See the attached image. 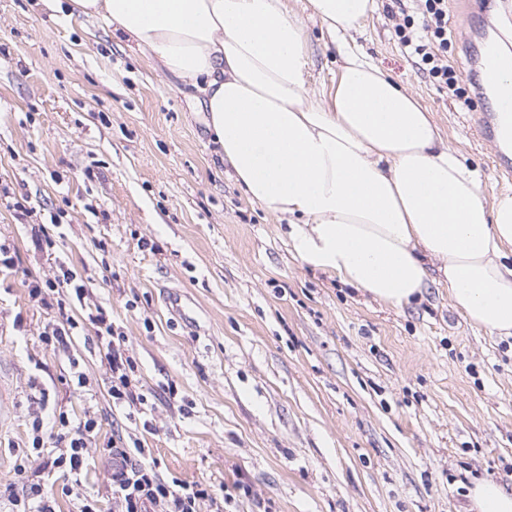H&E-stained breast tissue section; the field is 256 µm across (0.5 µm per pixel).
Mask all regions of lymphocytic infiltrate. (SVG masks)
<instances>
[{"label":"lymphocytic infiltrate","instance_id":"obj_1","mask_svg":"<svg viewBox=\"0 0 512 512\" xmlns=\"http://www.w3.org/2000/svg\"><path fill=\"white\" fill-rule=\"evenodd\" d=\"M394 32L399 43L418 57L421 71L431 82L457 97H465L466 91L459 87L456 71L448 59L454 49L448 27V0H422L421 19L404 16L396 23ZM28 290L30 298L39 303H47L51 298L56 301L59 322L52 332L43 335L46 346L67 347L85 324L96 326L111 371L113 404L133 409L146 404L147 398L136 380V362L124 349V337L114 333L107 312L99 308L83 318L68 314L67 299L80 302L85 299L84 281L63 266L54 278L29 282ZM56 427L53 439L63 451L53 464L68 468L70 473H79L84 452L95 436L97 422L89 415L75 424L62 412L56 418ZM144 454L140 444H127L120 437L113 439L110 476L113 512H202L203 506H216L217 498L210 485L199 481L165 480L157 463L144 461Z\"/></svg>","mask_w":512,"mask_h":512}]
</instances>
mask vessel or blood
Listing matches in <instances>:
<instances>
[{"instance_id":"1","label":"vessel or blood","mask_w":512,"mask_h":512,"mask_svg":"<svg viewBox=\"0 0 512 512\" xmlns=\"http://www.w3.org/2000/svg\"><path fill=\"white\" fill-rule=\"evenodd\" d=\"M482 74L485 85L494 92V105L479 115L476 134L492 147L499 176L512 182V154L503 147L512 138V85L505 78V66L494 44L485 46Z\"/></svg>"}]
</instances>
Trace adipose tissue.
Wrapping results in <instances>:
<instances>
[{
	"label": "adipose tissue",
	"mask_w": 512,
	"mask_h": 512,
	"mask_svg": "<svg viewBox=\"0 0 512 512\" xmlns=\"http://www.w3.org/2000/svg\"><path fill=\"white\" fill-rule=\"evenodd\" d=\"M102 21L202 96L220 160L246 196L290 217L305 264L398 308L429 279L485 332L512 337V193L485 196L428 112L341 46L327 98L307 90L310 38L288 0H40ZM330 35L375 0H308ZM470 512H512V488L472 478Z\"/></svg>",
	"instance_id": "1"
}]
</instances>
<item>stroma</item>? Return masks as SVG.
Segmentation results:
<instances>
[{"mask_svg":"<svg viewBox=\"0 0 512 512\" xmlns=\"http://www.w3.org/2000/svg\"><path fill=\"white\" fill-rule=\"evenodd\" d=\"M448 0L459 84L475 80L477 32L512 44V0ZM376 0L346 42L430 112L445 146L479 171L487 196L507 189L478 141L489 102H463L425 78ZM308 87L327 96L340 57L306 18ZM198 94L93 20L63 24L37 0H0V183L32 212L0 208V484L39 478L56 512L80 496L112 512L109 445L140 440L165 479L223 488V512H466L469 478L512 483V339L494 337L428 283L394 308L295 255L288 222L249 201L220 161ZM44 225L54 250L36 245ZM81 276L138 365L148 403L113 408L93 327L71 347L40 335L52 310L29 278L59 263ZM86 377L77 387L75 371ZM95 416L78 495L33 449L35 418Z\"/></svg>","mask_w":512,"mask_h":512,"instance_id":"35a3bbf8","label":"stroma"}]
</instances>
